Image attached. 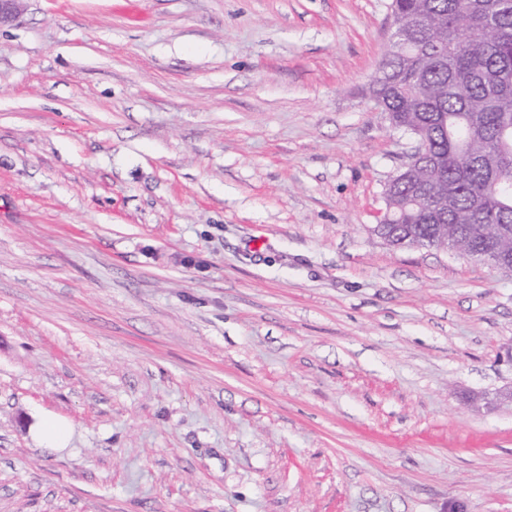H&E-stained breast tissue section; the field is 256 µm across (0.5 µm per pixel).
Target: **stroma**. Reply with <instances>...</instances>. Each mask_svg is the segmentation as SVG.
<instances>
[{"mask_svg":"<svg viewBox=\"0 0 512 512\" xmlns=\"http://www.w3.org/2000/svg\"><path fill=\"white\" fill-rule=\"evenodd\" d=\"M390 3L0 26V512H512V273L372 232Z\"/></svg>","mask_w":512,"mask_h":512,"instance_id":"obj_1","label":"stroma"}]
</instances>
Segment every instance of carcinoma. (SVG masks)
Instances as JSON below:
<instances>
[{
  "mask_svg": "<svg viewBox=\"0 0 512 512\" xmlns=\"http://www.w3.org/2000/svg\"><path fill=\"white\" fill-rule=\"evenodd\" d=\"M392 11L426 26L382 60L375 92L386 112L412 114L426 132V162L448 180L444 224L469 257L497 227H512V0H392ZM393 192L394 230L432 237L429 185L401 182Z\"/></svg>",
  "mask_w": 512,
  "mask_h": 512,
  "instance_id": "obj_1",
  "label": "carcinoma"
}]
</instances>
